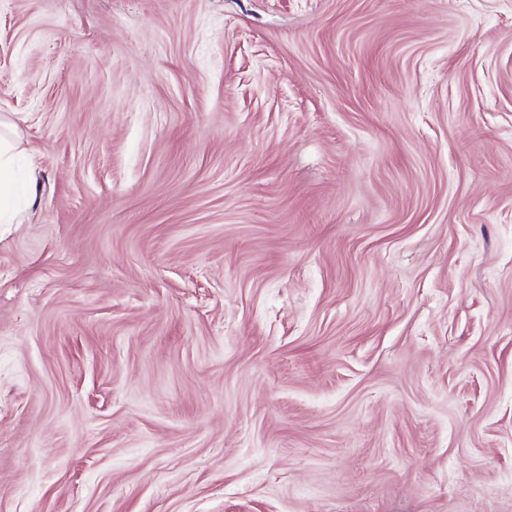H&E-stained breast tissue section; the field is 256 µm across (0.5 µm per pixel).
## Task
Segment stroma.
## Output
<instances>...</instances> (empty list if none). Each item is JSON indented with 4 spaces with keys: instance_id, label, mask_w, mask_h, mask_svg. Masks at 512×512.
Wrapping results in <instances>:
<instances>
[{
    "instance_id": "1",
    "label": "stroma",
    "mask_w": 512,
    "mask_h": 512,
    "mask_svg": "<svg viewBox=\"0 0 512 512\" xmlns=\"http://www.w3.org/2000/svg\"><path fill=\"white\" fill-rule=\"evenodd\" d=\"M0 512H512V0H0ZM18 144L15 138L0 133V223L15 224L17 214L12 202L15 180V161Z\"/></svg>"
}]
</instances>
